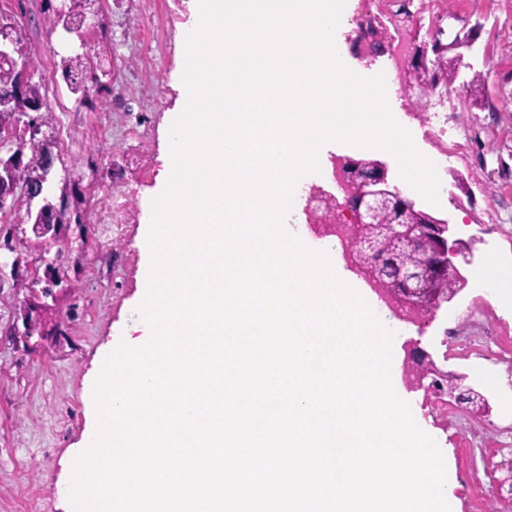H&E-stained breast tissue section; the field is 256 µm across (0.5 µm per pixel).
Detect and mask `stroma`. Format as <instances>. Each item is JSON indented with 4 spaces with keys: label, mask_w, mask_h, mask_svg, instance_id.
I'll return each mask as SVG.
<instances>
[{
    "label": "stroma",
    "mask_w": 512,
    "mask_h": 512,
    "mask_svg": "<svg viewBox=\"0 0 512 512\" xmlns=\"http://www.w3.org/2000/svg\"><path fill=\"white\" fill-rule=\"evenodd\" d=\"M360 0H347L339 24L341 59L353 72L372 77L389 62L395 31L384 13L370 23L385 53L355 55L350 18ZM192 0H95V21L67 34L42 24L44 0H0V11L31 15L20 29L32 81L40 85L46 112L40 138L49 141L54 163L42 202L69 199L66 240L70 248L37 237L25 210L0 217V512H70L73 463L93 421L92 384L107 344H119L140 315L147 290L145 224L151 201L165 187L162 157L166 120L181 106L177 78ZM179 20L164 26L167 14ZM444 28L449 64H473L483 93L450 89L443 102L448 139L455 142L442 166L434 212L453 224L475 253L467 284L451 302L400 325L397 352L417 345L445 371L463 375L464 387L487 399L490 410L471 415L467 404L407 391L435 442L446 446L456 482L457 512H505L512 501V352L501 353V337L512 336V297L486 288L489 260L512 262V0H448V15L429 24L408 23L410 45ZM472 37L473 48H457L454 36ZM82 47L105 73L106 90L87 106L61 77L69 47ZM395 96L398 118L425 153L435 148L422 123L428 107L409 75ZM138 126L137 139L126 137ZM81 197L71 200L72 188ZM120 192L128 211L120 234L112 215L99 206L102 193ZM111 240L123 259L120 271L101 261ZM53 260L63 281L54 298L39 296L45 269L17 275L13 261L38 256Z\"/></svg>",
    "instance_id": "35a3bbf8"
}]
</instances>
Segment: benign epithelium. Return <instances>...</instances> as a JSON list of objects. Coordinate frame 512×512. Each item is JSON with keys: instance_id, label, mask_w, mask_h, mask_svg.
Listing matches in <instances>:
<instances>
[{"instance_id": "benign-epithelium-1", "label": "benign epithelium", "mask_w": 512, "mask_h": 512, "mask_svg": "<svg viewBox=\"0 0 512 512\" xmlns=\"http://www.w3.org/2000/svg\"><path fill=\"white\" fill-rule=\"evenodd\" d=\"M19 22L12 20L0 25V62L17 69L18 82L10 91L0 95V103L20 104L27 98L31 80L29 65L18 48L16 33ZM442 43L436 38L420 47H414L405 58L406 69L428 67V51L440 49ZM23 135L20 129H6L0 133V155L8 154L18 164H23L21 147ZM337 171L343 186L344 196H336L320 187L311 189L310 199L317 200L336 215H343L351 224L357 225L355 251L348 262L360 269L372 281L380 282L379 271L385 261L381 250L382 239L369 234L371 226L381 223L382 215L391 214L392 222L384 225L386 238L401 247L429 244L431 253L424 263L409 266L401 275L400 288L391 291V300L401 313H416L422 306L435 303L428 288L437 282L446 270L453 269L462 283H467L462 270L474 263V254L467 244L453 237L450 223L436 217L432 212L401 193L392 183L387 164L378 159H347L337 162Z\"/></svg>"}]
</instances>
